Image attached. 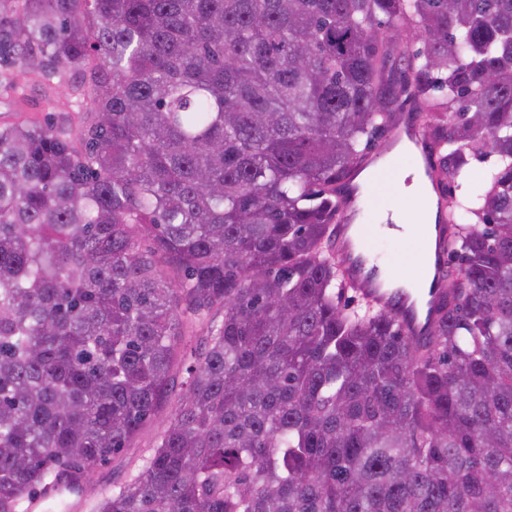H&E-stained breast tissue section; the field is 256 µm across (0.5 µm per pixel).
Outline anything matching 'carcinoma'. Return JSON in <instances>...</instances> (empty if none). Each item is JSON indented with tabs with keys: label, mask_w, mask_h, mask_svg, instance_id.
Returning a JSON list of instances; mask_svg holds the SVG:
<instances>
[{
	"label": "carcinoma",
	"mask_w": 512,
	"mask_h": 512,
	"mask_svg": "<svg viewBox=\"0 0 512 512\" xmlns=\"http://www.w3.org/2000/svg\"><path fill=\"white\" fill-rule=\"evenodd\" d=\"M69 73L0 126V512L162 415L94 512H512V0H0V81ZM406 104L419 339L334 249Z\"/></svg>",
	"instance_id": "cac0c4a2"
}]
</instances>
